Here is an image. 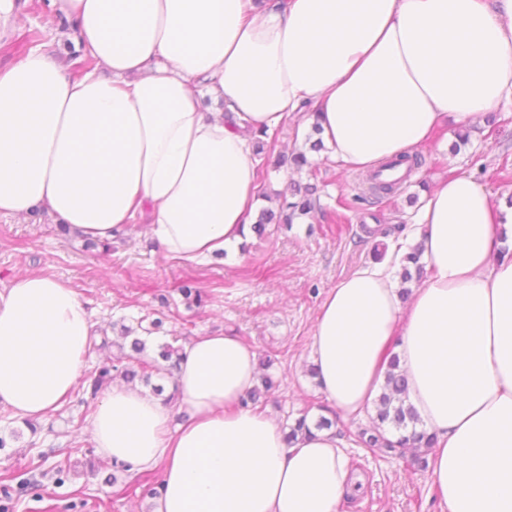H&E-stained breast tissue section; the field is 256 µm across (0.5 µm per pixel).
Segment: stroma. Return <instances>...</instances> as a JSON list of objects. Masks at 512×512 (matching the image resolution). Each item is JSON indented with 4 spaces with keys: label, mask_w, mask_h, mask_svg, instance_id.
<instances>
[{
    "label": "stroma",
    "mask_w": 512,
    "mask_h": 512,
    "mask_svg": "<svg viewBox=\"0 0 512 512\" xmlns=\"http://www.w3.org/2000/svg\"><path fill=\"white\" fill-rule=\"evenodd\" d=\"M16 4L25 20L7 47L0 48V62L28 53L21 36L37 31L55 40V58L65 73L79 75L87 59L74 32L51 15L45 0ZM456 130L448 124L446 135L421 147L424 164L399 195L362 201L353 174L343 173L327 152L313 154L308 169L279 166V155L297 150L305 139L295 124L283 126L273 136L274 151L266 155L264 184L280 191L292 181L316 186L320 212L295 220L288 229L268 225L265 236H250L247 252H231L210 264L168 258L159 244L147 242L137 223L105 255L83 239L61 234L47 214L25 220L0 217V285L27 272L68 281L87 303L101 339L109 340L117 325L162 319L161 329L147 341L148 360L165 343L235 334L273 361L271 373L279 386L265 409L281 427L302 415L314 420L330 416L331 408L309 374L310 338L325 292L359 267L385 259L401 228L414 223L427 187L438 179L470 173L495 200L512 198V99L480 116L468 144L457 151L451 138ZM343 200L348 203L344 210L339 207ZM187 279L201 289V303H187L179 292ZM89 419L75 396L33 427L15 416L0 418V436L7 441L0 449V472L26 471L35 479L14 512H150L149 497L138 489L157 483V472L132 474L102 462L86 431ZM369 421L366 415L336 419L334 431L363 478L359 492L342 502L340 512H439L428 471L358 443L357 433ZM64 458L70 471L59 487L45 473ZM111 476L116 479L112 485L107 482Z\"/></svg>",
    "instance_id": "obj_1"
}]
</instances>
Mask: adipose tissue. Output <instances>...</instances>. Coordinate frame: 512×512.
<instances>
[{"mask_svg": "<svg viewBox=\"0 0 512 512\" xmlns=\"http://www.w3.org/2000/svg\"><path fill=\"white\" fill-rule=\"evenodd\" d=\"M96 65L67 78L45 42L0 65V216L45 210L95 242L143 215L185 263L239 249L258 205L253 134L305 108L340 166L413 152L446 120L471 126L512 96V0H49ZM512 211L468 174L438 181L406 242L429 275L401 305L390 260L323 298L311 336L321 391L343 418L398 357L433 435L441 512H512ZM93 323L67 281L0 287V407L49 417L76 391ZM257 354L239 336L186 343L187 419L107 389L87 432L129 472L161 473L153 512H340L357 487L330 431L287 442L242 407Z\"/></svg>", "mask_w": 512, "mask_h": 512, "instance_id": "ef3b65f1", "label": "adipose tissue"}]
</instances>
